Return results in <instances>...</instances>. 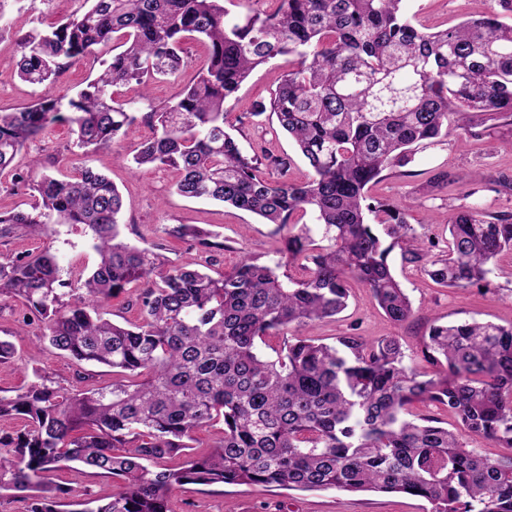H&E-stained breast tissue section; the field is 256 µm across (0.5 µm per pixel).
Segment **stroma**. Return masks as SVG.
Listing matches in <instances>:
<instances>
[{"label":"stroma","mask_w":512,"mask_h":512,"mask_svg":"<svg viewBox=\"0 0 512 512\" xmlns=\"http://www.w3.org/2000/svg\"><path fill=\"white\" fill-rule=\"evenodd\" d=\"M82 0H0V18L9 22V32L0 34V109L24 107L41 97L68 98L97 74L102 60L112 55L111 46L98 47L94 58L67 69L55 82L32 86L17 76L20 57L19 35L46 30L71 16ZM406 11L414 25L435 31L476 17L483 6L480 0H406ZM206 50L202 43L187 42L184 64L173 76L151 82L148 101L136 92L120 89L119 99L134 102L136 109L148 111L150 105L168 101L174 92L189 82L203 65ZM294 64L291 57H281L257 67L242 83L228 105L229 124L247 149L264 148L290 158L288 179L304 181L310 169L277 126L247 121L253 103L268 100L282 75ZM153 130L141 125L111 146L94 152L73 148L74 139L64 124L49 126L28 143L16 159L18 171H28L32 158L54 161L61 174L73 176L85 168L107 174L123 196L122 232L139 247H161L175 265L198 261L200 252L181 239L167 235L169 227L198 224L219 233L224 248L216 254L214 270L230 272L244 258L261 262L279 259L283 242L273 227L256 217L212 202L192 201L173 190L176 174L170 169H147L131 175L123 161ZM512 181V126L486 131L472 139L458 132L419 146L413 160L403 168L384 171L371 188L373 197L408 204L407 220L417 233L433 242L432 255H440L448 237V221L455 210L474 206L490 215L512 214V190L500 186V179ZM62 257L64 263L93 268L94 253L84 236L61 232L55 242L38 238L0 243V253H39L45 248ZM393 267L413 303L414 315L403 325L390 323L362 285L352 287L348 309L336 320L306 328L305 336L324 343L335 337L356 333L362 336L397 337L411 365L422 362V340L433 320L457 322L483 320L498 324L512 322V254L502 255L494 264L487 282L456 291L436 285L416 267L405 266L400 256H393ZM23 308L13 299H0V338L11 341L16 349L14 360L0 364V390L11 391L33 379L40 370L61 385L79 390L86 384L111 383L112 371L106 367L79 364L54 352L44 353L36 367L25 364L28 352L37 341L38 324L23 321ZM175 512H429V504L404 494H346L335 490L298 491L285 488L268 490L247 486L188 485L175 492Z\"/></svg>","instance_id":"35a3bbf8"}]
</instances>
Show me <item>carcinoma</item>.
Returning a JSON list of instances; mask_svg holds the SVG:
<instances>
[{
  "instance_id": "carcinoma-1",
  "label": "carcinoma",
  "mask_w": 512,
  "mask_h": 512,
  "mask_svg": "<svg viewBox=\"0 0 512 512\" xmlns=\"http://www.w3.org/2000/svg\"><path fill=\"white\" fill-rule=\"evenodd\" d=\"M85 2L51 30L20 38L18 77L41 85L99 45L120 40L123 50L65 103L0 109V175H11L0 193L22 188L34 199L28 210L0 209V241H50L67 226L88 237L97 262L86 275L62 268L48 248L0 253V296L43 324L35 351L47 345L116 377L70 392L35 369V380L0 395V419L25 421L0 431V492H27L24 512H174L172 495L187 484L401 493L430 512H512V324L433 323L422 349L433 373L405 365L394 336L327 344L299 334L347 309L352 279L390 321L409 320L412 303L389 263L396 248L402 262L457 289L486 281L512 251V216L463 207L448 221L445 254L430 258L406 206L367 195L425 141L512 125V25L491 9L425 32L405 0H278L263 16L232 15L224 0ZM188 37L206 44L207 60L170 101L140 112L114 98L112 88L131 84L148 98L151 80L183 65ZM283 55L297 65L248 117L276 118L311 169L302 183L284 179L288 159L248 153L226 130L240 85ZM55 122L70 126L79 149L151 126L130 170L171 167L179 196L275 225L284 261L247 258L213 276L209 262L170 266L157 249L126 242L122 196L107 176L85 168L59 179L38 160L32 175L15 171L16 156ZM263 166L283 179L260 176ZM308 213L313 227L300 223ZM166 233L224 249L197 225ZM293 262L305 277L277 273ZM137 283L144 288L129 291ZM125 292L137 322L108 317ZM272 336L273 358L261 349ZM415 403L448 412L505 453L464 447L440 418L413 413ZM219 423V442L193 450L194 434ZM58 469L121 484L63 511L66 491L47 482Z\"/></svg>"
}]
</instances>
